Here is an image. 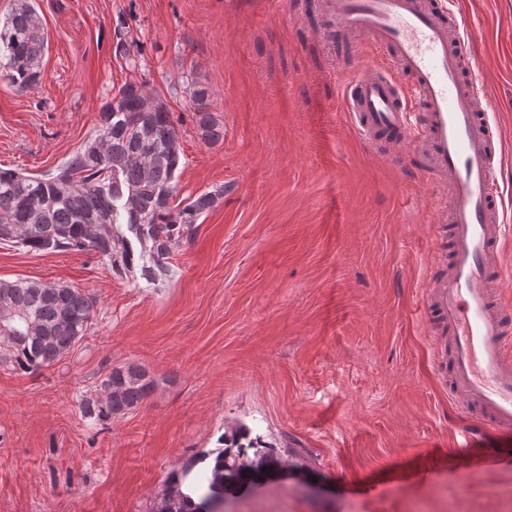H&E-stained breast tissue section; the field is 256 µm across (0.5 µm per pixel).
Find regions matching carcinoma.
Segmentation results:
<instances>
[{"label": "carcinoma", "mask_w": 512, "mask_h": 512, "mask_svg": "<svg viewBox=\"0 0 512 512\" xmlns=\"http://www.w3.org/2000/svg\"><path fill=\"white\" fill-rule=\"evenodd\" d=\"M34 0H15L0 23L3 74L21 93L42 79L47 35ZM198 137L224 140L208 111L209 89L189 83ZM179 133L167 105L145 83H124L98 112L95 131L53 172L32 176L0 168V244L33 254L93 252L119 276L148 283L169 276L175 247L194 239L201 216L224 199V187L173 206ZM94 298L80 288L29 278L0 280V365L35 373L65 359L86 339ZM154 381L140 365L111 369L81 401L84 417L107 422L138 407ZM221 447L174 470L154 512H208L217 491L250 494L292 466L252 430L224 431Z\"/></svg>", "instance_id": "1"}]
</instances>
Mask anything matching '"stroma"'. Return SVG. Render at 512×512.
<instances>
[{
	"mask_svg": "<svg viewBox=\"0 0 512 512\" xmlns=\"http://www.w3.org/2000/svg\"><path fill=\"white\" fill-rule=\"evenodd\" d=\"M42 80L0 79V166L55 169L125 82L179 129L176 201L227 185L168 279L117 276L89 252L0 244V279L81 288L86 340L35 373L0 366V512H153L169 474L243 424L295 475L224 512H512V430L473 435L448 396L425 320L447 270V198L353 129V72L304 0H36ZM503 129L512 238V0H453ZM210 90L221 143L196 132L188 80ZM154 379L142 405L80 412L111 369Z\"/></svg>",
	"mask_w": 512,
	"mask_h": 512,
	"instance_id": "1",
	"label": "stroma"
}]
</instances>
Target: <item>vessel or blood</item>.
Masks as SVG:
<instances>
[{
	"label": "vessel or blood",
	"instance_id": "b4317fda",
	"mask_svg": "<svg viewBox=\"0 0 512 512\" xmlns=\"http://www.w3.org/2000/svg\"><path fill=\"white\" fill-rule=\"evenodd\" d=\"M328 44L366 39L387 59L343 88L344 110L374 147L413 146V163L448 194V273L428 284L433 335H448L451 397L479 429H512V305L502 283L505 236L497 189L500 128L471 77L467 25L427 0H319Z\"/></svg>",
	"mask_w": 512,
	"mask_h": 512
}]
</instances>
